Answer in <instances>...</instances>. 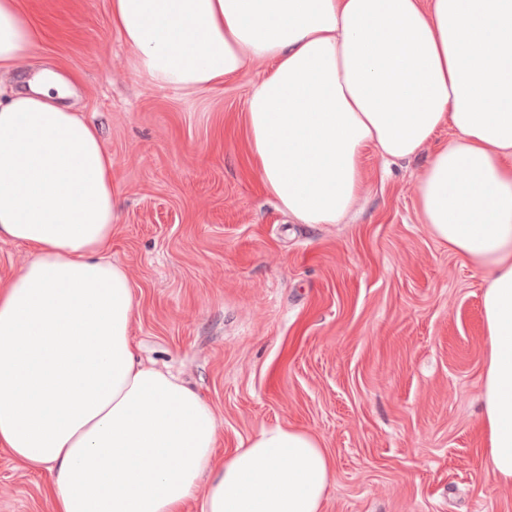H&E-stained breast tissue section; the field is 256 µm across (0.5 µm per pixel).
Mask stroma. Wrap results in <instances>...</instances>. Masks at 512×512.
<instances>
[{"label":"stroma","instance_id":"obj_1","mask_svg":"<svg viewBox=\"0 0 512 512\" xmlns=\"http://www.w3.org/2000/svg\"><path fill=\"white\" fill-rule=\"evenodd\" d=\"M20 6L43 40L18 83L53 69L97 126L119 203L109 258L136 293L132 340L213 407L216 455L288 424L334 461L324 512H512L480 413L485 280L420 221L426 154L387 163L364 149L352 211L297 223L249 149L246 100L268 61L216 89L160 88L130 69L109 0ZM51 480L0 449V512H51Z\"/></svg>","mask_w":512,"mask_h":512}]
</instances>
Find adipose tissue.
<instances>
[{
  "instance_id": "adipose-tissue-1",
  "label": "adipose tissue",
  "mask_w": 512,
  "mask_h": 512,
  "mask_svg": "<svg viewBox=\"0 0 512 512\" xmlns=\"http://www.w3.org/2000/svg\"><path fill=\"white\" fill-rule=\"evenodd\" d=\"M129 65L210 90L270 61L246 101L258 175L302 224H336L364 148L418 155L421 220L486 278L487 467L512 484V0H110ZM41 33L0 0V75ZM45 72L0 97V239L30 262L0 284V447L48 468L53 512H324L334 463L312 432L262 427L216 457L213 408L138 360L134 285L106 258L112 158Z\"/></svg>"
}]
</instances>
